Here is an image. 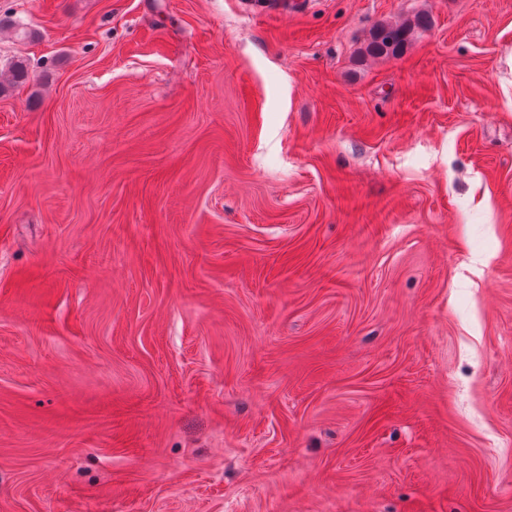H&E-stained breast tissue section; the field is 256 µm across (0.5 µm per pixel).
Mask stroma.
Wrapping results in <instances>:
<instances>
[{
    "label": "stroma",
    "mask_w": 512,
    "mask_h": 512,
    "mask_svg": "<svg viewBox=\"0 0 512 512\" xmlns=\"http://www.w3.org/2000/svg\"><path fill=\"white\" fill-rule=\"evenodd\" d=\"M280 2L0 0V512H512V0ZM421 26L420 17H415L414 20L407 19L401 24H377L370 34L365 54L371 57L400 56L416 33V29Z\"/></svg>",
    "instance_id": "obj_1"
}]
</instances>
